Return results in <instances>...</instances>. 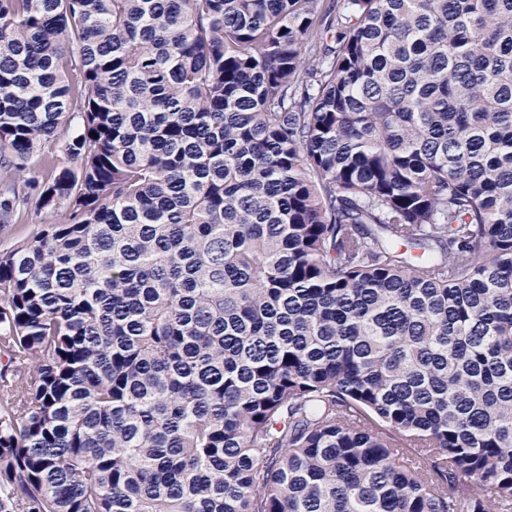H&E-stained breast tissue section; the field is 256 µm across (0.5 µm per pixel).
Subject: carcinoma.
Segmentation results:
<instances>
[{"instance_id":"carcinoma-1","label":"carcinoma","mask_w":512,"mask_h":512,"mask_svg":"<svg viewBox=\"0 0 512 512\" xmlns=\"http://www.w3.org/2000/svg\"><path fill=\"white\" fill-rule=\"evenodd\" d=\"M0 512H512V0H0Z\"/></svg>"}]
</instances>
